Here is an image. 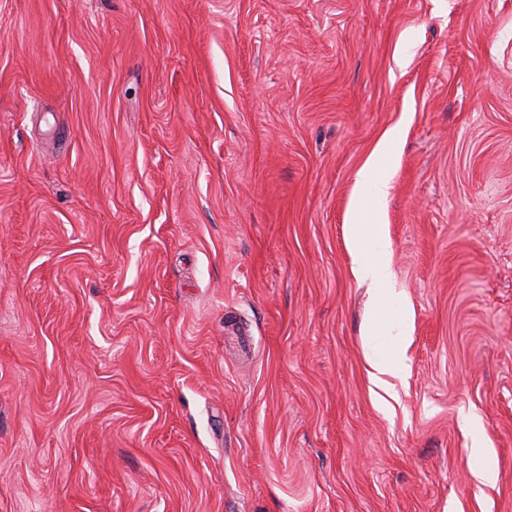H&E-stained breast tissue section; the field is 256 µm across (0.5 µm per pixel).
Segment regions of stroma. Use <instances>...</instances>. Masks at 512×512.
I'll return each instance as SVG.
<instances>
[{
  "label": "stroma",
  "instance_id": "obj_1",
  "mask_svg": "<svg viewBox=\"0 0 512 512\" xmlns=\"http://www.w3.org/2000/svg\"><path fill=\"white\" fill-rule=\"evenodd\" d=\"M0 512H512V0H0ZM401 137L396 129L384 133L379 141L374 157L359 170L356 179V193L351 206L349 226L352 233V274L362 283H368L380 297L394 294V275L388 257L390 241L384 232L380 218L372 212L363 210V202L369 195L383 197L388 193L391 172L377 164L375 157L389 156L400 145ZM373 245V255L367 253L365 241ZM393 331H396L393 334ZM406 336V330L402 326L382 327L378 326L373 334L369 337L372 353L368 357V364L371 369L372 378L381 384H388L385 376L398 377L406 368L404 363V355L400 354H382L381 345L387 336Z\"/></svg>",
  "mask_w": 512,
  "mask_h": 512
}]
</instances>
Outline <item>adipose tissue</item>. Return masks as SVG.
I'll list each match as a JSON object with an SVG mask.
<instances>
[{
  "label": "adipose tissue",
  "mask_w": 512,
  "mask_h": 512,
  "mask_svg": "<svg viewBox=\"0 0 512 512\" xmlns=\"http://www.w3.org/2000/svg\"><path fill=\"white\" fill-rule=\"evenodd\" d=\"M398 130L384 133L379 141L375 159L369 160L359 170L356 179V193L351 206L350 229L352 233V274L362 283L369 284L379 296L389 297L394 293V275L389 259L390 241L377 215L366 211L363 202L367 196H385L390 188L392 176L376 159L393 153L400 145ZM404 328L377 327L371 334L372 353L368 357L370 374L376 382L385 377L399 376L405 369L404 357L400 354H385L381 346L387 336L404 335Z\"/></svg>",
  "instance_id": "ef3b65f1"
}]
</instances>
